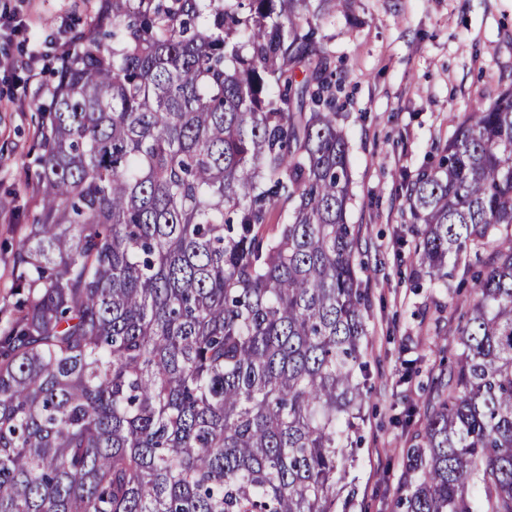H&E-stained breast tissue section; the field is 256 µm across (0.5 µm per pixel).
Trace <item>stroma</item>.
Here are the masks:
<instances>
[{
  "mask_svg": "<svg viewBox=\"0 0 512 512\" xmlns=\"http://www.w3.org/2000/svg\"><path fill=\"white\" fill-rule=\"evenodd\" d=\"M31 27L33 65L0 39V322L15 312V246L40 206L37 107L48 57L69 27L89 23L96 0H0ZM340 77L338 123L350 148V223L360 229L356 260L370 307L363 342L370 368L347 512H393L410 445L395 418L423 405L439 361L456 347L469 311L473 251L459 254L444 288L419 276L404 183L434 161L471 105L512 84V0H357L319 20Z\"/></svg>",
  "mask_w": 512,
  "mask_h": 512,
  "instance_id": "stroma-1",
  "label": "stroma"
}]
</instances>
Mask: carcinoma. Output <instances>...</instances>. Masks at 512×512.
I'll use <instances>...</instances> for the list:
<instances>
[{"instance_id":"cac0c4a2","label":"carcinoma","mask_w":512,"mask_h":512,"mask_svg":"<svg viewBox=\"0 0 512 512\" xmlns=\"http://www.w3.org/2000/svg\"><path fill=\"white\" fill-rule=\"evenodd\" d=\"M356 0H98L39 111L41 210L0 331V512H337L368 294L312 21ZM420 271L471 317L400 512H512V85L405 184ZM288 220L270 227L271 206ZM499 236H494V232Z\"/></svg>"}]
</instances>
